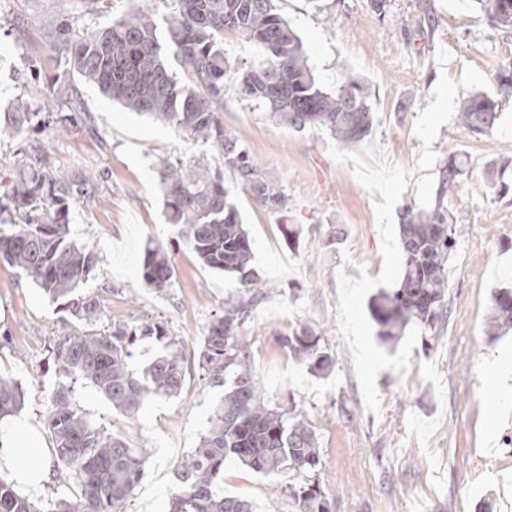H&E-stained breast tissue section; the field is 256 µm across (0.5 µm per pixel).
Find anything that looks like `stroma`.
Listing matches in <instances>:
<instances>
[{"instance_id": "1", "label": "stroma", "mask_w": 512, "mask_h": 512, "mask_svg": "<svg viewBox=\"0 0 512 512\" xmlns=\"http://www.w3.org/2000/svg\"><path fill=\"white\" fill-rule=\"evenodd\" d=\"M153 0H0V115L23 101L45 114L18 139L0 138V194L18 167L96 172L97 181L70 208L71 237L89 244L98 265L86 292L101 302L99 330L112 324L165 322L189 366L182 392L155 399L129 420L88 382L72 396L87 418L124 433L149 451L125 512H167L178 489L177 465L198 447L224 394L198 375L196 363L211 321L225 301L246 292L235 276L202 267L185 246L170 249L169 288H149L142 277L147 242L175 236L165 215L159 163L209 159L212 144L132 112L105 98L67 63V49L49 42L41 19L67 20L73 36L111 26ZM300 36L308 62L327 90L350 79L365 81L376 129L372 136L395 164L409 170L394 212L433 206L439 169L420 171L421 142L413 133L419 111L433 101L441 75L460 79L472 66L497 91L500 71L512 68V30L490 29L470 0H389L378 15L370 0H276ZM218 118L238 135L251 159L287 194L290 211L279 220L244 190L236 199L253 240V268L266 297L240 328L267 400L296 405L314 428L321 450L319 483L331 512H512V330L493 338L487 315L494 294L512 289V200L487 188L491 161L512 148V101L504 102L491 133L475 134L449 122L432 149H455L467 163L451 196L456 250L448 263V319L430 350L415 346L407 375L387 369L377 377L379 413L364 408L351 352L338 333L337 271L352 278L382 268L374 198L356 180L353 163L330 156V135L288 128L228 96ZM301 225L289 246L282 223ZM349 249L352 262L343 264ZM299 324L321 331L335 358L327 375L310 373L281 345ZM78 321L0 259V373L24 393L19 420L43 441L45 480L36 501L67 497L59 477L47 405L62 377L52 348ZM295 473L266 476L226 463L219 486L247 500L253 512H295Z\"/></svg>"}]
</instances>
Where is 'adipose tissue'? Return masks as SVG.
I'll return each mask as SVG.
<instances>
[{"instance_id": "ef3b65f1", "label": "adipose tissue", "mask_w": 512, "mask_h": 512, "mask_svg": "<svg viewBox=\"0 0 512 512\" xmlns=\"http://www.w3.org/2000/svg\"><path fill=\"white\" fill-rule=\"evenodd\" d=\"M0 464L6 465L17 483L37 492L44 477L42 443L38 431L28 423L0 430Z\"/></svg>"}]
</instances>
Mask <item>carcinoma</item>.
Masks as SVG:
<instances>
[{
    "label": "carcinoma",
    "instance_id": "1",
    "mask_svg": "<svg viewBox=\"0 0 512 512\" xmlns=\"http://www.w3.org/2000/svg\"><path fill=\"white\" fill-rule=\"evenodd\" d=\"M160 2L173 8L164 34H158L155 13L138 8L109 28L86 33L71 47L68 64L106 97L217 148L211 161L199 159L186 165L161 161L166 217L203 266L236 275L251 292L247 298L224 303L204 336L198 368L203 380L224 388V396L199 447L177 465L180 489L168 512H252L248 501L213 490L230 459L265 475L287 470L305 475L302 483L289 487L297 512H330L328 495L317 478L321 460L314 429L296 407L270 405L238 336L239 327L266 291L251 267L252 243L235 190L244 189L268 212L281 217L290 209L288 195L251 160L239 138L224 130L217 112L229 92L290 128L322 127L348 148L372 136L375 129L368 87L349 81L334 91L324 90L299 36L274 0ZM473 2L491 28L512 29V0ZM226 32L262 50L257 64L235 78L224 52ZM171 58L186 80H179L170 69ZM507 100H512V69L498 75L496 96L466 97L457 123L477 134L489 133ZM38 117L20 102L9 127L0 126V135L19 137ZM511 164L512 159L504 156L487 172L493 193L500 198L512 195V177L506 176ZM226 171L232 174L229 182ZM464 173V160L449 150L440 170L435 205L428 210L408 208L401 216L399 284L371 301L378 336L385 344L396 343L410 326L432 338L447 319L448 261L457 244L448 201ZM93 183L88 175L73 179L57 171L20 168L7 201L0 204L3 211L15 209L20 221L10 224L7 234L0 229V256L85 326L54 344L58 372L73 383H91L113 408L131 417L149 400L181 393L185 356L176 349L153 359L138 373L129 363L132 349L146 337L168 338L166 326L118 323L110 331L96 329L100 302L84 292L83 285L98 257L88 245L70 239L69 227L70 202L80 188ZM142 267L149 287L162 291L171 284V256L163 244L144 246ZM511 324L512 289L504 288L493 297L489 333ZM280 342L314 374H327L336 364L333 354L321 345L322 333L309 325H297ZM22 403L18 385L0 374V422L15 415ZM46 420L53 452L65 468L74 500L61 498L39 507L0 478V512H124L147 449L133 448L124 435L97 427L66 390L52 397Z\"/></svg>",
    "mask_w": 512,
    "mask_h": 512
}]
</instances>
